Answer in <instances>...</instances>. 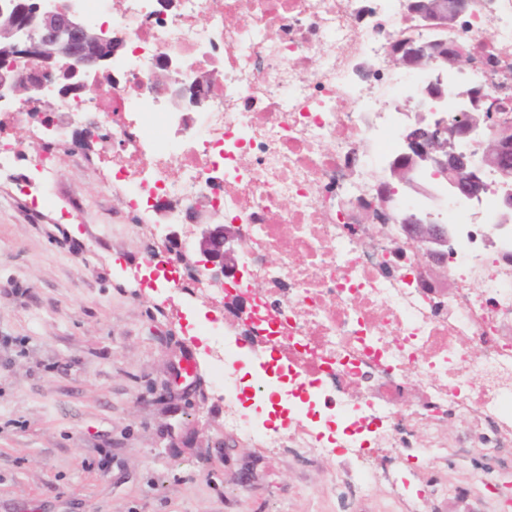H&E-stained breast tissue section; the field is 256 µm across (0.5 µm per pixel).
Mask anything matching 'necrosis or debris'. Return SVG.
Listing matches in <instances>:
<instances>
[{"label":"necrosis or debris","mask_w":512,"mask_h":512,"mask_svg":"<svg viewBox=\"0 0 512 512\" xmlns=\"http://www.w3.org/2000/svg\"><path fill=\"white\" fill-rule=\"evenodd\" d=\"M410 0H80L90 24L112 25L125 44L111 75H86L84 89L59 93L53 116L63 137L108 126L100 159L132 222L154 203L181 200L223 209L240 227L242 260L257 288L255 325L273 340L255 390L288 404L295 425L283 444L311 460L358 444L359 428L381 420L392 448L442 459L439 422L456 418L465 441L512 447V230L489 238L505 188L482 173L481 200H452L426 171L429 190L397 194L396 217L378 210L389 166L406 151L407 96L448 113L431 72L394 68L404 40L445 36L467 67L443 75L445 90L480 86L512 111V0H470L438 33L411 14ZM210 71L207 106L169 111L152 71L179 64L176 82ZM432 215L452 230L448 285L418 276L426 256H395L404 219ZM215 392L224 425L248 443L266 438L243 406L240 360L211 334ZM426 394V418L405 398Z\"/></svg>","instance_id":"1"}]
</instances>
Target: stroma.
Here are the masks:
<instances>
[{"label":"stroma","mask_w":512,"mask_h":512,"mask_svg":"<svg viewBox=\"0 0 512 512\" xmlns=\"http://www.w3.org/2000/svg\"><path fill=\"white\" fill-rule=\"evenodd\" d=\"M31 122L8 125L24 152L0 176V512H512V450L457 447L451 421L435 465L368 439L385 472L364 498L327 481L346 449L311 464L225 430L200 331L223 323V303L176 294L173 272L131 278L151 242L108 191L98 149L46 148ZM48 154L49 179L36 168ZM26 176L31 194L14 201ZM489 470L498 491L481 483Z\"/></svg>","instance_id":"1"}]
</instances>
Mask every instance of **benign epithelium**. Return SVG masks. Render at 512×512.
I'll list each match as a JSON object with an SVG mask.
<instances>
[{
  "mask_svg": "<svg viewBox=\"0 0 512 512\" xmlns=\"http://www.w3.org/2000/svg\"><path fill=\"white\" fill-rule=\"evenodd\" d=\"M469 0H416L413 9L426 22L450 28L455 15L464 12ZM9 22L7 45L0 44L5 62L0 65V113L10 117L17 104L42 103L48 83L82 73L112 72V57L123 48L122 37L107 24H88L76 3L59 0H0V19ZM394 65L415 70L433 67L453 69L461 59L448 53L445 41L419 44L406 55L393 58ZM173 64L161 66L164 74L153 73L152 84L170 96L180 107L183 101L201 108L207 102L204 90L211 85L207 75L195 77L190 88L168 80ZM466 101L463 114L456 118L426 120L418 117L408 131L405 154L391 165V180L411 189L419 188L416 174L432 168L448 176V194L478 199L485 190L481 173L486 167L498 170L512 182V166L502 159L512 154V120L501 117L506 111L501 100L474 87L461 94ZM409 239L427 255L447 249L450 231L445 224H432L414 215L409 219ZM164 242L175 261L193 270H203L210 280L238 285L240 230L236 224H202L193 243L197 259L188 257L177 225L166 227Z\"/></svg>",
  "mask_w": 512,
  "mask_h": 512,
  "instance_id": "obj_1",
  "label": "benign epithelium"
}]
</instances>
